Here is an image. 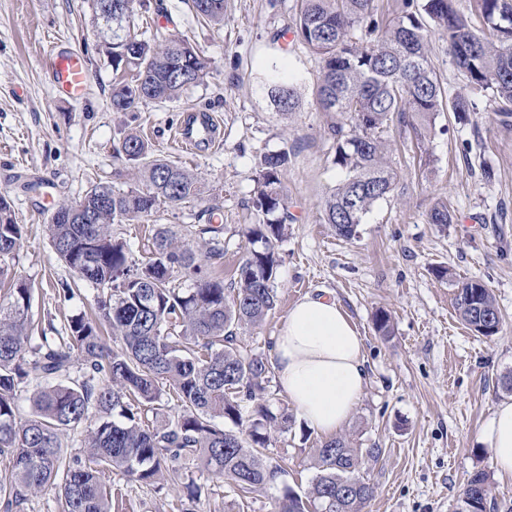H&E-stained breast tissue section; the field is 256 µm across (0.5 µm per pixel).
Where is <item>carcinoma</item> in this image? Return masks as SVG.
<instances>
[{
    "label": "carcinoma",
    "instance_id": "1",
    "mask_svg": "<svg viewBox=\"0 0 512 512\" xmlns=\"http://www.w3.org/2000/svg\"><path fill=\"white\" fill-rule=\"evenodd\" d=\"M196 17L224 23V0H188ZM136 0H93L94 21L115 72L131 80L112 88L114 112L143 102L172 100L208 74V63L187 38L154 46L134 25ZM489 41L452 0H405L397 20L380 28L373 0H302L293 33L321 60L316 102L343 121L333 130V163L345 179L326 200L323 219L336 235L352 238L372 205L392 191L380 133L411 117L418 138L430 134L443 111L445 90L425 46L428 23L444 31L454 65L479 91H491L500 113L512 117V0H479ZM365 30L369 39L355 37ZM278 108L295 110L293 88L270 83ZM475 103L457 98L451 111L467 119ZM120 152L143 168V187L116 191L93 185L81 198L88 224H70L58 208L48 225L57 256L73 273L63 293L99 288L90 311L37 323L32 289L12 283L0 298V512H27L29 501L52 489L59 512H112V487L104 475L118 472L134 481H165L185 494L183 512H194L201 496L188 471L194 461L229 480L242 503L278 483L284 469L267 454L270 432L288 430V414L270 407L275 368L245 344L240 333L262 325L275 308L279 266L276 243L286 235L287 196L281 175L288 152L260 160L251 208L258 222L245 225L251 248L238 269L237 288L227 298L224 277L214 271L224 259V224H191L181 236L162 226L144 260L133 258L113 225L149 219L162 204L201 195L195 176L152 155L138 135H127ZM22 225L8 196L0 193V260L20 247ZM454 307L476 334L499 332L495 298L479 280L457 288ZM82 380L66 381L74 366ZM35 384L34 410L18 404L20 386ZM168 392H163V388ZM177 403V417L165 424L155 413L162 395ZM79 431L85 455L68 457L61 436ZM382 449L358 448L344 435L315 449L316 475L300 494L283 485L274 512H361L373 496L362 470ZM471 501L460 512H487L490 476L473 473L466 484Z\"/></svg>",
    "mask_w": 512,
    "mask_h": 512
}]
</instances>
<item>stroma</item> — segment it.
I'll return each mask as SVG.
<instances>
[{"label":"stroma","mask_w":512,"mask_h":512,"mask_svg":"<svg viewBox=\"0 0 512 512\" xmlns=\"http://www.w3.org/2000/svg\"><path fill=\"white\" fill-rule=\"evenodd\" d=\"M301 0H224V23H197L184 0H144L135 25L147 38L188 37L209 63L202 83L179 99L110 106L112 67L94 23L92 0H0V192L23 226L11 273L33 289L34 317L63 321L93 303L97 289L72 299L60 291L71 277L50 245L53 210L79 200L91 184L125 191L141 186L143 173L118 157L128 134L141 136L152 153L191 171L201 198L163 205L145 224L116 230L134 257L146 256L159 225L202 224L218 205L224 222L225 288H233L247 255L242 225L255 223L249 202L261 157L287 149L282 183L288 194V235L276 245L279 302L263 326L243 341L264 356L292 304L309 292L335 297L365 344V391L343 426L354 444L382 454L365 474L375 493L362 512H457L471 474L491 475L492 512H512V476L495 473L481 429L498 403L512 398V121H504L490 94L474 89L454 66L444 33L431 32L428 54L447 100L474 99L468 121L442 112L435 131L417 139L412 127L391 126L387 160L396 177L389 196L374 205L356 236L339 238L323 221L327 197L343 180L333 163L331 127L337 113L315 97L319 59L294 39L290 27ZM58 45L83 57L88 81L83 101L58 97L46 78L44 50ZM285 75L299 106L276 111L265 83ZM219 122L215 147L193 157L179 152L176 129L189 112ZM453 221L429 223L439 202ZM446 268L438 277L436 268ZM478 279L491 289L503 318L499 333L475 335L453 304L457 287ZM391 314L394 332L377 333L378 311ZM323 437L291 417L288 432L271 435L269 456L285 468V485L305 490L314 477V451ZM209 489L199 512H271L282 486L255 494L237 509L231 484L192 468ZM119 512H181L177 492L159 485L121 482Z\"/></svg>","instance_id":"obj_1"}]
</instances>
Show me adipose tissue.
Here are the masks:
<instances>
[{"label":"adipose tissue","instance_id":"1","mask_svg":"<svg viewBox=\"0 0 512 512\" xmlns=\"http://www.w3.org/2000/svg\"><path fill=\"white\" fill-rule=\"evenodd\" d=\"M277 380L291 407L325 437L348 422L361 399L364 343L335 298L308 294L289 309L274 342ZM498 473L512 475V402L502 401L481 431Z\"/></svg>","mask_w":512,"mask_h":512}]
</instances>
